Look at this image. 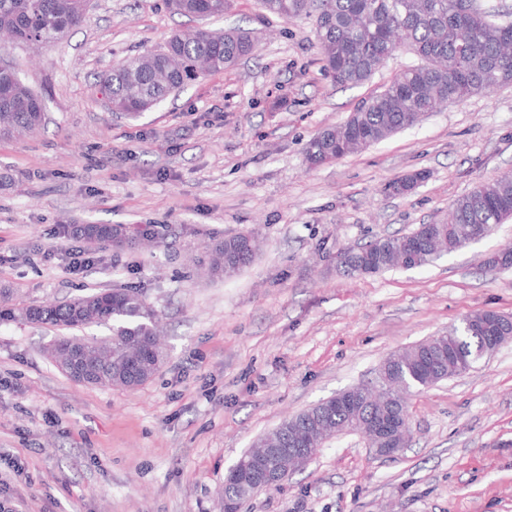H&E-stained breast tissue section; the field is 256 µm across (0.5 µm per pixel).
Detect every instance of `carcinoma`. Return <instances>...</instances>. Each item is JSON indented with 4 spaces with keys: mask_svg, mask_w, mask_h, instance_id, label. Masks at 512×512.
<instances>
[{
    "mask_svg": "<svg viewBox=\"0 0 512 512\" xmlns=\"http://www.w3.org/2000/svg\"><path fill=\"white\" fill-rule=\"evenodd\" d=\"M294 13L281 9V0H261L269 14L291 19L316 12V33L324 69L338 86L358 85L371 78L396 51L406 50L421 62L409 65L380 93L361 102L346 120L348 141L343 150L332 129L313 138L305 147L312 167L334 162L346 152L355 153L416 125L448 97L458 101L497 87L512 85V21L497 15L478 0H294ZM226 0H177L169 9L178 15L207 20L224 12ZM85 16L80 0H0V31L8 30L25 44L55 45L78 27ZM249 33L239 29L214 32L200 27L181 35L174 53L146 52L132 58L134 71L118 62L100 81L102 95L112 111L135 119L139 106L149 100L161 102L170 93L198 78L197 67L213 73L233 66L252 54ZM40 98L25 85L12 67L0 69V136L33 132L42 125ZM512 217V176L481 182L452 205L448 223L432 224L410 234H391L352 248L345 272L375 274L392 268L414 269L460 250L485 224H501ZM79 236L103 246H112V225L84 224ZM248 234L227 237L209 254L211 274L232 276L254 256L246 246ZM489 271L512 268V247L490 254L484 260ZM13 304L11 320L76 329L106 325L111 338L89 341L64 336L55 344L71 345L91 359L99 384L134 387L151 379L156 369L131 366L138 347L156 346L157 314L137 288H118L86 295L66 303L20 305L11 293L0 292ZM495 312L471 313L460 328L435 336L429 346H415L401 356L400 374H379L382 389L376 398L400 411L401 394L413 390L412 376L428 379L454 378L465 370L460 354L474 356L482 347ZM379 406L360 405L351 412L334 406L322 407L309 416L300 413L283 420L259 437L254 447L268 445L283 452L293 447L295 435L303 431L314 441H325L345 432H356L361 423L376 415ZM224 503H245L238 481L224 485Z\"/></svg>",
    "mask_w": 512,
    "mask_h": 512,
    "instance_id": "carcinoma-1",
    "label": "carcinoma"
}]
</instances>
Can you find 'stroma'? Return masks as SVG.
Segmentation results:
<instances>
[{
    "mask_svg": "<svg viewBox=\"0 0 512 512\" xmlns=\"http://www.w3.org/2000/svg\"><path fill=\"white\" fill-rule=\"evenodd\" d=\"M196 20L165 0H89L60 44L0 36V59L41 98L47 120L0 140V287L15 302L136 287L158 314L165 361L134 388L85 385L52 362L59 331L0 323V501L17 512H224V477L253 441L337 392L375 382L395 351L492 310L512 316V219L410 270L350 275L337 255L377 236L443 224L475 185L512 174V86L440 106L417 125L311 167L306 144L379 93L410 54L340 88L314 17L284 20L227 0L213 30L250 32L255 53L136 119L108 111L99 75L164 46ZM421 172L405 195L393 181ZM159 230L146 250L89 244L60 228ZM261 248L234 277L198 269L224 238ZM412 442L375 455L357 433L326 441L248 512H512V341L468 372L412 393Z\"/></svg>",
    "mask_w": 512,
    "mask_h": 512,
    "instance_id": "35a3bbf8",
    "label": "stroma"
}]
</instances>
